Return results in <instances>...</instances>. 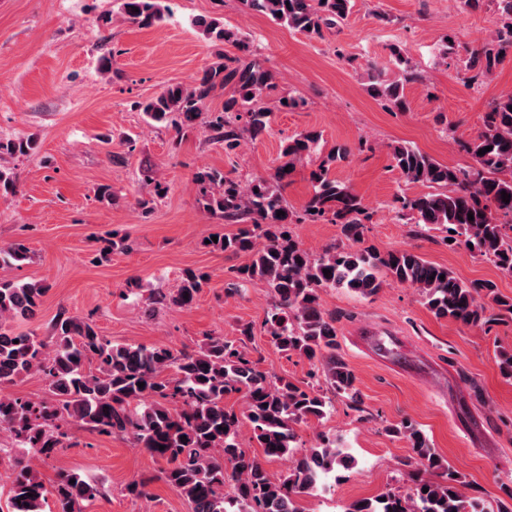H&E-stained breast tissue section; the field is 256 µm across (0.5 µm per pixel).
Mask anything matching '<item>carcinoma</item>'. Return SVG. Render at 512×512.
Segmentation results:
<instances>
[{
	"instance_id": "carcinoma-1",
	"label": "carcinoma",
	"mask_w": 512,
	"mask_h": 512,
	"mask_svg": "<svg viewBox=\"0 0 512 512\" xmlns=\"http://www.w3.org/2000/svg\"><path fill=\"white\" fill-rule=\"evenodd\" d=\"M244 2L310 38L322 37L323 28L345 19L353 7V0ZM495 2L501 27L468 51L466 69L476 78L491 72L512 49V0ZM118 9L126 21L141 28L157 27L169 17L163 0H118ZM197 27L207 43H230L240 54L216 53L191 86L170 84L138 107L149 124L175 126L176 150L180 134L195 127L217 91L229 87L232 92L222 110L209 113L206 124L212 139L233 150L241 138L255 140L269 131L271 110L262 105V97L274 90L273 76L248 43L219 20H201ZM368 91L392 109L406 107L404 82L384 81L374 67ZM321 141L322 132L314 129L288 138L274 172L246 185L215 169L198 171L194 184L205 212L238 225L235 232L207 244L249 257L246 264L229 269L231 291L256 282L271 289L273 300L263 320L267 335L284 354L306 358L316 368L311 376L323 380L326 389L282 376L273 379L260 370L245 350V340L253 336L249 323L239 326L236 340L207 336L191 351L114 343L92 320L64 309L57 312L48 337L18 331L14 324L34 319L49 285L1 276L0 433L10 446L0 448V458L7 457L12 469L7 512H44L47 490L33 460L50 458L64 447L68 424L100 435H129L166 463L164 480L187 499L191 512H303V496L319 488L329 490V474L355 462L336 443V436L325 432L318 434L315 448L298 453L295 426L322 420L336 396L354 403L358 398L356 376L338 354L336 329L322 305L325 289L346 288L370 298L388 285L401 284L415 289L438 319L481 330L512 321V298L500 295L494 282L467 283L411 250L381 252L364 245L372 213L332 174L351 149L336 145L323 156ZM487 146L492 150L478 154ZM35 148L29 137L0 138V161L6 155H30ZM464 149L474 160L468 168L440 163L411 145L393 146V167L406 181L432 188L430 193L399 197L397 218L422 230H441L453 239L450 247H462L512 274V201L502 199L504 192L512 196V95L491 103L483 130ZM307 161L312 162L313 192L298 212L288 207L284 190L297 165ZM14 190V173L0 164V198ZM279 211L285 215L277 216ZM318 222L340 225L357 247L333 244L319 252L303 248L289 225ZM30 259L23 240L0 248L1 269ZM325 269L330 273H323ZM205 279V274L187 270L176 291L152 292L149 304L189 307ZM32 372L44 378L50 398L32 401L1 393ZM232 393L243 394L245 407L239 415L224 407V396ZM244 422L265 458L290 457L288 472L279 481H272L262 462L240 448ZM388 432L405 440L419 468L436 479L413 474L409 491L389 489L350 503L344 512H467L475 506L463 492L460 472L432 447L417 424L403 419ZM161 445L165 449H159ZM228 481L232 491L226 493ZM53 493L61 512H85L100 488L78 472L61 470Z\"/></svg>"
}]
</instances>
